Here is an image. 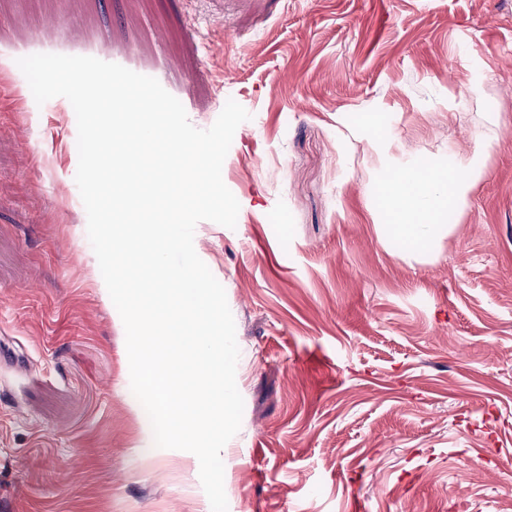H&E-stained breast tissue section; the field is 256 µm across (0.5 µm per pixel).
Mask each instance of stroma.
I'll return each instance as SVG.
<instances>
[{
  "label": "stroma",
  "mask_w": 512,
  "mask_h": 512,
  "mask_svg": "<svg viewBox=\"0 0 512 512\" xmlns=\"http://www.w3.org/2000/svg\"><path fill=\"white\" fill-rule=\"evenodd\" d=\"M156 78L222 166L235 228L194 247L226 292L244 400L228 512H500L512 482V0H0V512H211L198 458L144 435L87 236L77 123L16 64ZM483 180L427 256L382 222L386 169Z\"/></svg>",
  "instance_id": "obj_1"
}]
</instances>
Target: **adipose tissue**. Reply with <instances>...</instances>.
I'll return each mask as SVG.
<instances>
[{
	"instance_id": "ef3b65f1",
	"label": "adipose tissue",
	"mask_w": 512,
	"mask_h": 512,
	"mask_svg": "<svg viewBox=\"0 0 512 512\" xmlns=\"http://www.w3.org/2000/svg\"><path fill=\"white\" fill-rule=\"evenodd\" d=\"M494 147V142L479 141L460 171L442 165L430 166L423 174L409 169L392 170L384 188L396 205L395 234L401 243L430 246L450 234V226L431 223L430 215L467 205L473 186L484 176L485 161Z\"/></svg>"
}]
</instances>
